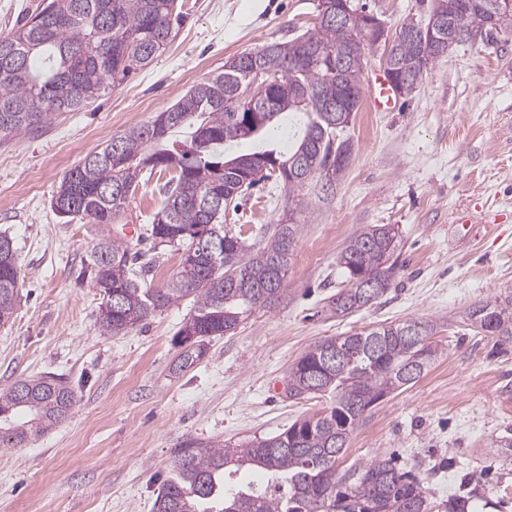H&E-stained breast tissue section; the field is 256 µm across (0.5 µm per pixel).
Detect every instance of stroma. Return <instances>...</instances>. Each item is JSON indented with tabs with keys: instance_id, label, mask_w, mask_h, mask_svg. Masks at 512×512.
I'll return each mask as SVG.
<instances>
[{
	"instance_id": "1",
	"label": "stroma",
	"mask_w": 512,
	"mask_h": 512,
	"mask_svg": "<svg viewBox=\"0 0 512 512\" xmlns=\"http://www.w3.org/2000/svg\"><path fill=\"white\" fill-rule=\"evenodd\" d=\"M398 30L427 21L436 0H355ZM185 23L155 61L94 104L52 125L0 137V235L21 268L20 295L0 325V386L53 373L74 391L71 413L21 448L0 444V512H153L187 439L237 444L282 432L331 396L292 400L284 384L315 342L402 319L443 321L442 356L417 382L369 409L337 471L379 452L396 456L439 503L475 477L478 512H512V343L476 332L463 316L512 292V31L466 43L429 66L390 112L361 102L343 135L352 155L333 180L282 182L232 201L224 227L263 247L278 224L299 226L281 298L236 330L211 337L188 371L173 365L192 304L103 335L101 295L79 282L82 260L112 226L58 217L61 178L113 137L147 123L225 60L310 28L317 0H179ZM168 176L153 174L127 204L136 233L160 208ZM367 224L402 239L389 290L347 318L327 303L343 286L336 259Z\"/></svg>"
}]
</instances>
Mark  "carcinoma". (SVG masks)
I'll return each instance as SVG.
<instances>
[{
    "mask_svg": "<svg viewBox=\"0 0 512 512\" xmlns=\"http://www.w3.org/2000/svg\"><path fill=\"white\" fill-rule=\"evenodd\" d=\"M177 0H44L42 8L0 36V136L49 126L66 112H79L135 71L150 65L174 40L173 24L183 15ZM493 0H439L437 10L458 17L476 33L493 25L512 28L511 16L490 12ZM365 14L352 11L336 24L321 21L287 42H273L241 53L193 86L150 122L133 127L62 177L51 199L55 214L86 224H115L144 171H173L163 186L165 201L153 215L147 238L154 246L183 247L180 269L162 288L145 276L151 265H132L137 256L108 235L91 250L78 278L103 295L101 331L127 332L150 314L186 299L193 314L180 329L185 343L175 370L197 364L206 339L238 326L244 314L272 302L296 246L298 225L280 224L264 247L251 251L238 237L223 233L218 253L196 243L211 224L224 228V205L261 180L288 188V207L303 209L294 188L325 172L327 160L348 162L352 144L330 125L331 102L349 97L353 111L362 98ZM426 25L413 19L400 28L389 57L394 70L423 75L437 59ZM276 74L254 109L268 113L253 133L242 127L229 99L249 83L254 69ZM188 127L184 141L163 146L171 132ZM288 135V153L268 147ZM249 140L262 148L226 158L224 145ZM401 238L392 224H368L349 239L337 257L348 287L329 303L346 317L373 303L393 285L399 271ZM0 323L11 318L20 269L11 238L0 236ZM373 283L370 294L359 288ZM467 321L502 342L512 341V292L485 301ZM437 324L415 319L332 336L309 347L288 373L289 399L327 391L336 399L271 437L235 445L189 439L177 452L153 512H431L425 487L416 476L377 454L341 475L336 461L372 407L389 394L418 381L442 354L434 340ZM74 405L71 388L56 377H27L0 390V440L21 445L53 429ZM259 472L263 482L236 488L226 472ZM472 492L454 493L446 512H469Z\"/></svg>",
    "mask_w": 512,
    "mask_h": 512,
    "instance_id": "obj_1",
    "label": "carcinoma"
}]
</instances>
